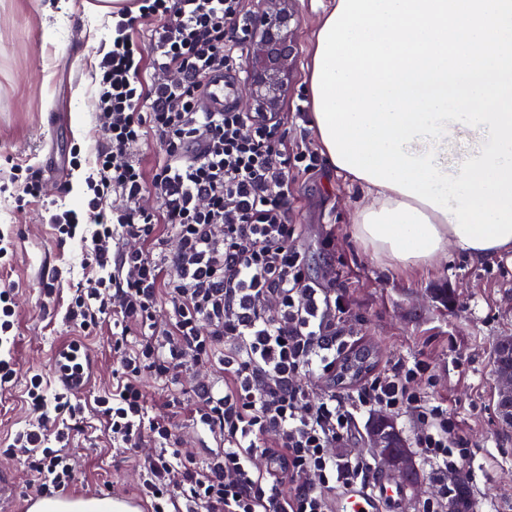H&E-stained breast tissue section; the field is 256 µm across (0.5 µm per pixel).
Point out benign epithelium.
<instances>
[{"label": "benign epithelium", "instance_id": "obj_1", "mask_svg": "<svg viewBox=\"0 0 512 512\" xmlns=\"http://www.w3.org/2000/svg\"><path fill=\"white\" fill-rule=\"evenodd\" d=\"M252 25L241 42L245 48V77L242 79L247 111L277 114L288 89L296 51L291 21L295 18V0H259ZM512 358V336L501 338L493 354V371L497 381L496 401L512 409V369L505 362ZM380 429L368 432V445L381 463L394 475L405 478L411 472L410 452L390 453L396 441L391 418L377 416Z\"/></svg>", "mask_w": 512, "mask_h": 512}]
</instances>
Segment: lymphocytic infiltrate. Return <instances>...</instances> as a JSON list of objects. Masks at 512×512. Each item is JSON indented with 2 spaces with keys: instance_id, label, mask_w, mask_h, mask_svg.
<instances>
[{
  "instance_id": "obj_1",
  "label": "lymphocytic infiltrate",
  "mask_w": 512,
  "mask_h": 512,
  "mask_svg": "<svg viewBox=\"0 0 512 512\" xmlns=\"http://www.w3.org/2000/svg\"><path fill=\"white\" fill-rule=\"evenodd\" d=\"M112 46L101 58L95 97L104 144L87 179L85 213L53 215L61 238L93 224L88 262L94 276L77 289L65 317L82 330L112 322L120 352L115 388L97 405L118 447L140 450L139 495L151 512H332L339 488L372 486L363 453L338 456L357 415L376 409L411 414L414 445L440 483L471 476L475 454L445 400L433 396L420 360H395L343 395L311 398L307 379L335 376L350 337L337 327L346 291L323 288L305 272L289 223L292 195L288 148L277 140L280 116L203 112L209 74L242 70L225 28L251 26L239 0H131L116 13ZM146 27V40L134 33ZM159 142L161 159L144 171L134 147ZM126 201L110 212L111 195ZM158 205L147 209L145 195ZM142 240L127 251L121 240ZM168 326H159L160 296ZM218 367L197 381L184 403L173 384L183 368ZM170 384L163 407H152L144 376ZM35 420L18 430L7 454L23 460L38 490L61 491L74 473L64 449L81 400L70 388L47 394L41 374L27 390ZM189 412L215 447L184 448L176 417Z\"/></svg>"
}]
</instances>
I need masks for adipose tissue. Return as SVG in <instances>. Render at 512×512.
Wrapping results in <instances>:
<instances>
[{
	"mask_svg": "<svg viewBox=\"0 0 512 512\" xmlns=\"http://www.w3.org/2000/svg\"><path fill=\"white\" fill-rule=\"evenodd\" d=\"M451 130V136L438 144L433 143L431 136H417L405 145L404 151L411 157L437 151V166L445 174L458 175L464 159L476 155L482 144L489 141V127L482 123L472 130L455 124ZM355 183L367 197L366 202L357 205L354 211L356 236L374 255L394 264L403 267L429 265L451 249L476 259L512 251V239L502 245L481 249L467 246L456 233L452 216L441 214L430 205L390 187L360 177Z\"/></svg>",
	"mask_w": 512,
	"mask_h": 512,
	"instance_id": "obj_1",
	"label": "adipose tissue"
}]
</instances>
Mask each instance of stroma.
Listing matches in <instances>:
<instances>
[{
	"label": "stroma",
	"instance_id": "stroma-1",
	"mask_svg": "<svg viewBox=\"0 0 512 512\" xmlns=\"http://www.w3.org/2000/svg\"><path fill=\"white\" fill-rule=\"evenodd\" d=\"M100 0H0V230L9 232L13 261L0 267V290L13 295L16 320L8 346L16 377L0 387V445L34 420L27 381L42 374L54 389L53 357L81 337L94 361L82 396L85 410L71 421L67 450L75 479L70 498L137 499L139 458L115 447L97 397L112 390L118 356L112 324L79 334L64 319L76 286L91 269L88 242L60 241L49 219L58 209L83 211L86 178L103 145L95 119L98 63L112 46V17ZM329 0H296V64L278 129L289 156H313L292 167L288 221L302 227L306 273L326 288L345 287V335L376 353L374 368L414 358L430 367L434 396L446 399L476 450L470 483L472 512H512V428L494 412L493 347L512 336V252L474 260L449 252L426 267H397L374 257L355 236L357 185L329 168L311 126L309 66L314 32ZM40 171L41 197L18 200L14 168ZM52 295H45L46 284ZM9 484L0 512L39 500L38 479L22 462L0 454Z\"/></svg>",
	"mask_w": 512,
	"mask_h": 512
}]
</instances>
